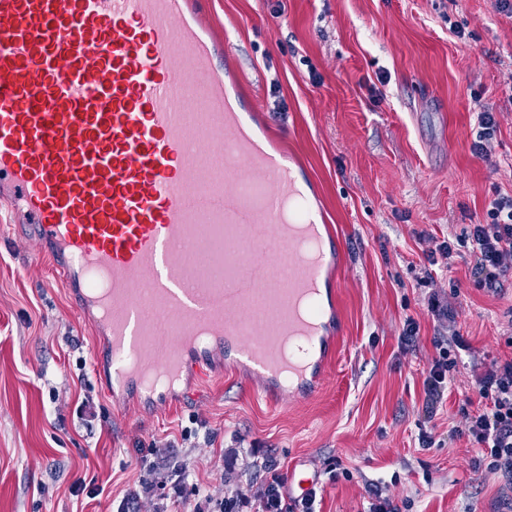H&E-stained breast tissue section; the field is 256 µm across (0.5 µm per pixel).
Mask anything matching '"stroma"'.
<instances>
[{
	"mask_svg": "<svg viewBox=\"0 0 512 512\" xmlns=\"http://www.w3.org/2000/svg\"><path fill=\"white\" fill-rule=\"evenodd\" d=\"M223 37L271 141L304 165L343 262L342 322L316 395L274 403L227 367L175 403H118L94 366L95 329L57 282L53 261L0 223V512H134L161 504L212 512L271 460L305 469L320 512H363L388 486L410 512H512V490L476 467L456 433L474 396L471 363L512 358V277L478 287L468 255L426 282L427 254L512 196V19L494 0H199ZM493 113L489 156L471 151L477 113ZM455 312L459 351L448 398L423 410L436 350L427 297ZM419 325L414 347L398 337ZM434 443L420 447V432ZM159 449L153 497L138 464ZM190 477L176 485L175 470Z\"/></svg>",
	"mask_w": 512,
	"mask_h": 512,
	"instance_id": "obj_1",
	"label": "stroma"
}]
</instances>
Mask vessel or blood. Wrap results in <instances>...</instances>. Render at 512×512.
<instances>
[{"label": "vessel or blood", "instance_id": "obj_1", "mask_svg": "<svg viewBox=\"0 0 512 512\" xmlns=\"http://www.w3.org/2000/svg\"><path fill=\"white\" fill-rule=\"evenodd\" d=\"M222 57L195 0H0V184L116 394L220 359L301 401L335 350L333 229Z\"/></svg>", "mask_w": 512, "mask_h": 512}]
</instances>
